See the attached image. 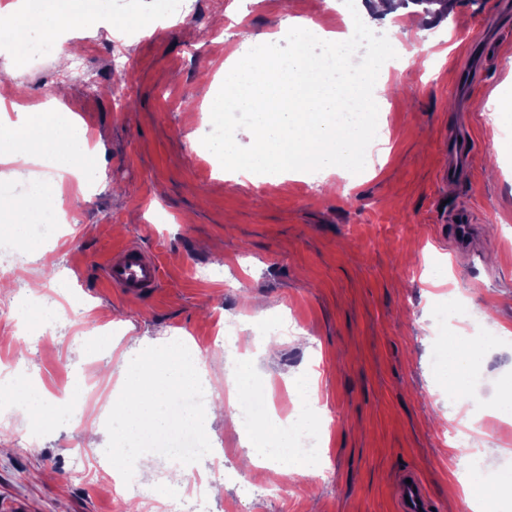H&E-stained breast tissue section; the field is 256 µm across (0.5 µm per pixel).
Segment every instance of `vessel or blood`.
Masks as SVG:
<instances>
[{"instance_id": "b4317fda", "label": "vessel or blood", "mask_w": 512, "mask_h": 512, "mask_svg": "<svg viewBox=\"0 0 512 512\" xmlns=\"http://www.w3.org/2000/svg\"><path fill=\"white\" fill-rule=\"evenodd\" d=\"M110 286L125 296L137 299L157 288L162 280V267L157 257L137 244L113 251L104 267ZM397 512H429L431 505L419 477L398 480L395 487Z\"/></svg>"}]
</instances>
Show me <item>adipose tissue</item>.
I'll list each match as a JSON object with an SVG mask.
<instances>
[{
    "instance_id": "1",
    "label": "adipose tissue",
    "mask_w": 512,
    "mask_h": 512,
    "mask_svg": "<svg viewBox=\"0 0 512 512\" xmlns=\"http://www.w3.org/2000/svg\"><path fill=\"white\" fill-rule=\"evenodd\" d=\"M72 21L66 0H26L20 24L57 29ZM91 134L71 112H53L44 118L20 114L13 136L0 137V180L24 177L30 191L20 199L0 203V234L20 232L26 217L62 205L64 178L75 175L80 185L99 180L101 166L90 145ZM451 491H462L477 512L487 502L512 501V479L488 473L457 476Z\"/></svg>"
}]
</instances>
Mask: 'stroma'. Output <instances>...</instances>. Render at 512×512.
Returning <instances> with one entry per match:
<instances>
[{
  "label": "stroma",
  "mask_w": 512,
  "mask_h": 512,
  "mask_svg": "<svg viewBox=\"0 0 512 512\" xmlns=\"http://www.w3.org/2000/svg\"><path fill=\"white\" fill-rule=\"evenodd\" d=\"M314 0H198L195 15L174 20L178 0H132L142 39L127 43L125 98H112V35L121 17L96 15L63 30L76 45L44 48L30 71L0 58V76L27 97L54 95L77 112L97 146L104 179L66 200L73 223L39 265L63 305L49 312L18 302L16 320H0V371L31 353L25 340L41 327L44 347L33 369L15 374L22 405L0 425V512H160L177 501L182 477L206 474L213 461L152 460L133 481L149 501L112 497L108 434L99 410L131 359L148 346L181 340L205 356L206 401L223 402L229 360L250 359L249 378L267 382L280 406L297 413L302 379L319 373L326 410L323 468L301 476L280 460L276 480L259 482L240 463L250 452L243 430L223 418L206 423L224 456V494L205 495L195 512H395L404 472L422 480L431 512H466L448 497L453 472L512 469V457L479 455L461 443L464 429L436 370L440 344L431 323L449 294L512 330V154L492 153L512 139V122L494 123L489 104L512 105V0H453L447 18L427 25L414 8L390 19L350 13L343 0L315 11ZM248 12L246 44L284 32L300 17L354 33V15L373 31L399 36L383 68L397 94L379 104L385 150L367 152L358 177L283 180L268 192L223 179L201 143L224 77L226 27L216 15ZM96 76L93 93L68 78L67 63ZM477 227L470 249L453 244L454 219ZM144 241L164 275L138 299L110 287L102 272L117 248ZM302 342H295L294 334ZM487 402L512 386V337L488 339L470 367Z\"/></svg>",
  "instance_id": "35a3bbf8"
}]
</instances>
